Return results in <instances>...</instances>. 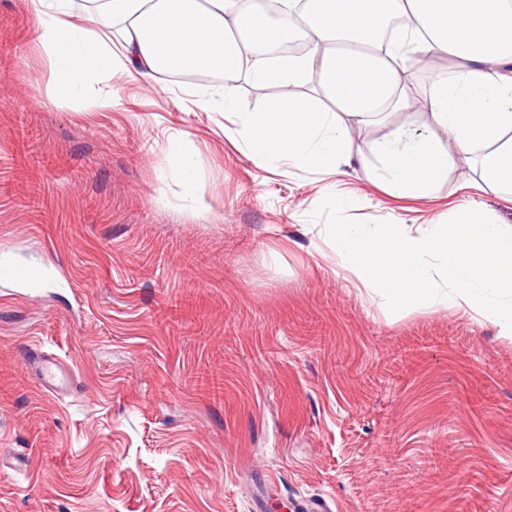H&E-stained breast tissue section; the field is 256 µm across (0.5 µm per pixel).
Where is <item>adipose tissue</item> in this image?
<instances>
[{"instance_id":"obj_1","label":"adipose tissue","mask_w":512,"mask_h":512,"mask_svg":"<svg viewBox=\"0 0 512 512\" xmlns=\"http://www.w3.org/2000/svg\"><path fill=\"white\" fill-rule=\"evenodd\" d=\"M277 2L274 14L263 0H36L37 42L62 102L88 99L93 82L118 70L153 80L220 72L223 82L187 90V103L238 117L245 153L272 173L334 177L374 159L387 189L423 198L465 159L475 188L512 193V0ZM302 37L306 53L256 54ZM440 54L454 70L417 94L412 60ZM243 73L276 87L263 110L240 111L234 82ZM405 112L426 114L425 132L400 126L360 142L363 126ZM170 165L184 199L204 210L195 162L176 141Z\"/></svg>"}]
</instances>
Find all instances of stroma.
Segmentation results:
<instances>
[{"label": "stroma", "mask_w": 512, "mask_h": 512, "mask_svg": "<svg viewBox=\"0 0 512 512\" xmlns=\"http://www.w3.org/2000/svg\"><path fill=\"white\" fill-rule=\"evenodd\" d=\"M33 0H0V512H512V338L458 308L403 317L337 264L298 168L273 174L190 80L118 74L56 103ZM35 136L19 138L20 126ZM193 154L206 213L170 174ZM459 163L424 200L353 165L350 216L423 224L512 199ZM53 353L75 388L25 368ZM40 277V273L30 267L10 262H0V282L31 287Z\"/></svg>", "instance_id": "obj_1"}]
</instances>
